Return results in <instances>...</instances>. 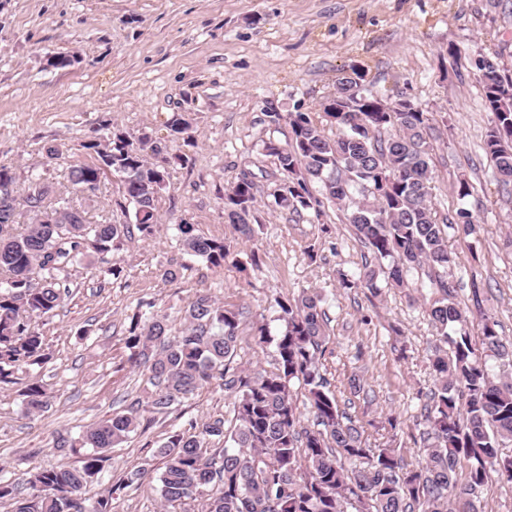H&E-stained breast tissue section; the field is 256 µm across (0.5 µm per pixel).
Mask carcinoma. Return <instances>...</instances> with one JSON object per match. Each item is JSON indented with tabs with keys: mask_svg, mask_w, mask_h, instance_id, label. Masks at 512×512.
I'll use <instances>...</instances> for the list:
<instances>
[{
	"mask_svg": "<svg viewBox=\"0 0 512 512\" xmlns=\"http://www.w3.org/2000/svg\"><path fill=\"white\" fill-rule=\"evenodd\" d=\"M502 79L481 81L492 113L483 150L499 181L508 184L512 75L504 73ZM376 100L361 89L352 95L336 80L335 92L322 106L336 125L333 138L310 113H289L290 143H263L282 174L268 196L275 208L298 215L320 216L326 200L349 211V223L374 264L341 275V287L376 294L383 286L405 288L413 273L425 271L437 288L429 316L449 350L435 348L432 360L436 389L426 405L421 465L408 469L395 449L368 447L363 427L339 408L319 367L329 334L318 297L276 300L285 324L277 336L257 327L256 344L275 347V367L268 371L233 365L243 311L200 292L177 335L164 315L138 309L129 316L125 345L131 362L148 370L152 390L84 432L91 451L82 465L35 472L28 481L35 490L30 497L0 478V500L13 501L15 512H112L113 494L143 483L144 473L121 476L88 509L85 490L103 467V453L143 424L166 419L214 378L233 398L235 425L227 429L224 418L211 417L166 437L158 450L164 460L157 487L163 510L196 502L200 512H478L479 493L491 474L512 483V456L501 452L512 445V343L503 341L498 322L487 315L480 320L481 347L472 344L448 254V230L474 233L473 214L459 207L438 217L430 193L425 113L375 112ZM169 128L188 135L193 118L178 113ZM81 147L93 154V162L71 167L72 185L97 180V161H104L122 185L134 223L110 218L92 223L70 197L51 195L41 177L28 178L22 187L14 169L0 164V206L11 202L18 218L20 209L29 207L47 218H29L18 234L0 219V273L6 274L0 281V382L13 367L49 359L44 336L32 321L55 311L69 295L70 267L88 261L101 276H117L121 270L112 265V251L135 230L143 238L152 236L158 223L157 194L167 187L170 164L160 146L146 137L135 143L114 127ZM313 182L319 184L318 195ZM256 193L255 182L244 173L224 194V218L247 241L260 228ZM176 230L190 255L212 268L224 267L231 255L224 239L196 234L183 222ZM490 359L498 363L497 376L489 371ZM294 383L306 392L315 430L301 426ZM24 396L31 413L48 406L40 383L29 384ZM213 437L224 439L219 453L208 451ZM463 460L469 466L461 482L457 470Z\"/></svg>",
	"mask_w": 512,
	"mask_h": 512,
	"instance_id": "cac0c4a2",
	"label": "carcinoma"
}]
</instances>
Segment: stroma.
Instances as JSON below:
<instances>
[{
    "label": "stroma",
    "instance_id": "stroma-1",
    "mask_svg": "<svg viewBox=\"0 0 512 512\" xmlns=\"http://www.w3.org/2000/svg\"><path fill=\"white\" fill-rule=\"evenodd\" d=\"M481 54L512 72V0H0V163L22 178L41 174L62 191L71 167L89 160L82 142L108 124L184 158L169 168L153 236L113 252L120 276L105 282L94 267H73L62 306L34 319L51 358L15 368L0 383V477L24 483L38 470L79 466L74 448L83 431L148 386L147 371L128 361L130 315L148 303L181 331L183 311L200 291L243 308L235 364L267 370L274 349L256 346L255 326L281 332L277 299L317 294L330 334L320 371L341 409L363 426L370 447L396 448L407 468L418 467L421 412L436 387L431 348L439 333L427 308L437 292L340 288L339 274L358 272L367 248L334 203L318 218L268 209L278 169L262 146L288 143L292 112L314 113L334 136L321 103L354 64L366 68L374 96L410 100L432 127L437 210L464 206L474 216L473 234L448 235L470 336L479 340L478 321L487 314L512 342V184L498 182L483 151L492 114L474 65ZM58 56L65 64L52 65ZM182 112L194 117L188 143L167 127ZM50 147L58 159L47 160ZM245 170L257 176L262 223L247 242L224 220V192ZM460 178L473 187L462 201L453 192ZM74 200L90 220L123 218L118 180ZM182 221L226 238L233 251L255 252L258 265L207 266L180 246L173 226ZM309 246L315 259L303 254ZM169 267L179 270L176 281L163 279ZM355 376L364 385L358 394L350 389ZM35 381L50 405L30 414L23 392ZM231 410L223 389L205 385L165 421L109 449L87 501L126 472L158 476L157 450L168 433Z\"/></svg>",
    "mask_w": 512,
    "mask_h": 512
}]
</instances>
